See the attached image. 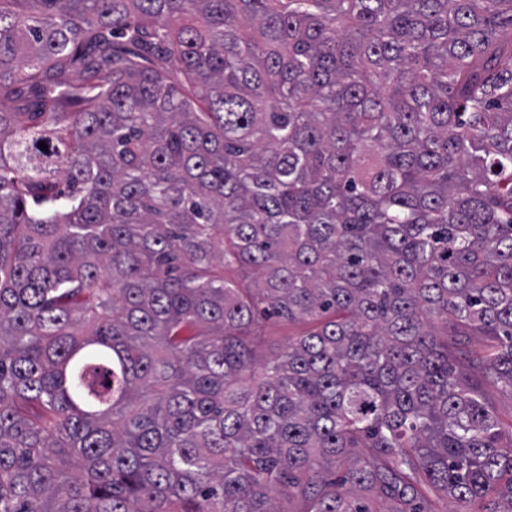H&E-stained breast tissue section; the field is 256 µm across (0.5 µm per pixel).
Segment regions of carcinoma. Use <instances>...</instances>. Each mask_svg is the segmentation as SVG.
Returning a JSON list of instances; mask_svg holds the SVG:
<instances>
[{
    "label": "carcinoma",
    "instance_id": "obj_1",
    "mask_svg": "<svg viewBox=\"0 0 512 512\" xmlns=\"http://www.w3.org/2000/svg\"><path fill=\"white\" fill-rule=\"evenodd\" d=\"M22 99L0 512H512V0H0ZM306 324H288L277 318H266L261 323L259 352L264 358L278 354L288 344L305 331Z\"/></svg>",
    "mask_w": 512,
    "mask_h": 512
}]
</instances>
